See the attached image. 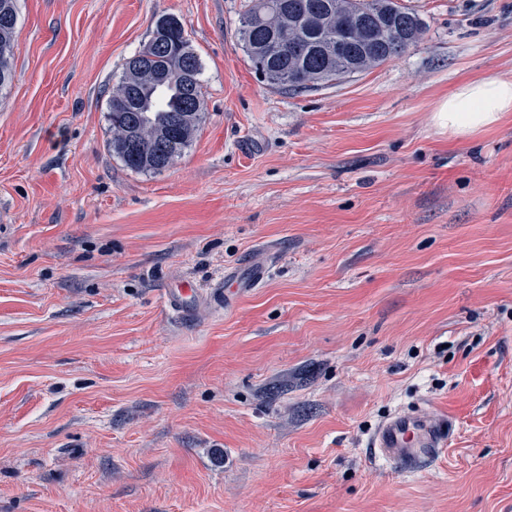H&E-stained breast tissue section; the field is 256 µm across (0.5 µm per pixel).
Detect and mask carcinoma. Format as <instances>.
Returning a JSON list of instances; mask_svg holds the SVG:
<instances>
[{
  "mask_svg": "<svg viewBox=\"0 0 512 512\" xmlns=\"http://www.w3.org/2000/svg\"><path fill=\"white\" fill-rule=\"evenodd\" d=\"M0 18V88L14 79L17 0ZM419 15L397 0H251L241 19L240 45L272 87L301 90L366 72L420 41ZM163 47L134 64L109 99L112 152L138 172L171 167L197 131L204 101L202 63L174 16L156 23Z\"/></svg>",
  "mask_w": 512,
  "mask_h": 512,
  "instance_id": "cac0c4a2",
  "label": "carcinoma"
}]
</instances>
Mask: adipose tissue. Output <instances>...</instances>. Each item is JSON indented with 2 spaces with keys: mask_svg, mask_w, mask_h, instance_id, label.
<instances>
[{
  "mask_svg": "<svg viewBox=\"0 0 512 512\" xmlns=\"http://www.w3.org/2000/svg\"><path fill=\"white\" fill-rule=\"evenodd\" d=\"M512 112V79L479 77L458 84L438 106L437 118L454 141L499 125Z\"/></svg>",
  "mask_w": 512,
  "mask_h": 512,
  "instance_id": "adipose-tissue-1",
  "label": "adipose tissue"
}]
</instances>
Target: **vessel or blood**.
<instances>
[{
	"mask_svg": "<svg viewBox=\"0 0 512 512\" xmlns=\"http://www.w3.org/2000/svg\"><path fill=\"white\" fill-rule=\"evenodd\" d=\"M196 295V288L188 282L170 292V301L182 319H191ZM452 438L453 426L448 420L415 411L398 413L383 421L372 435L370 446L374 456L410 472L444 453Z\"/></svg>",
	"mask_w": 512,
	"mask_h": 512,
	"instance_id": "b4317fda",
	"label": "vessel or blood"
}]
</instances>
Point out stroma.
<instances>
[{
	"label": "stroma",
	"instance_id": "1",
	"mask_svg": "<svg viewBox=\"0 0 512 512\" xmlns=\"http://www.w3.org/2000/svg\"><path fill=\"white\" fill-rule=\"evenodd\" d=\"M399 2L417 47L293 91L238 44L249 0H18L0 512H512V113L464 143L435 120L462 81L512 77V0ZM168 14L204 112L136 172L108 101ZM420 410L453 421L446 456L371 454ZM198 290L189 282H182L172 291L167 290L166 294L170 297L171 303H174L181 319L189 320L192 317V304Z\"/></svg>",
	"mask_w": 512,
	"mask_h": 512
}]
</instances>
